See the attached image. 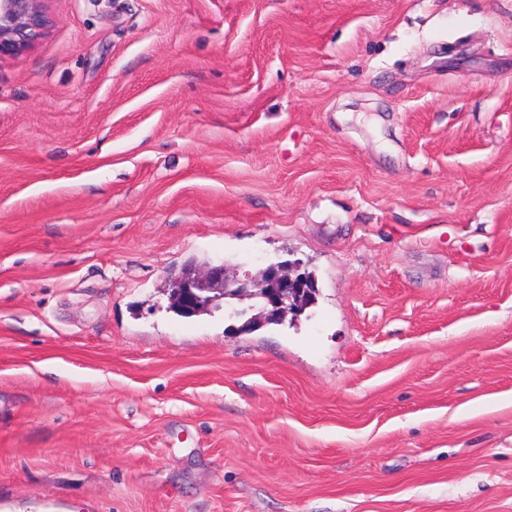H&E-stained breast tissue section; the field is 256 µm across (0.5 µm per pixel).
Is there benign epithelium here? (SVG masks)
Instances as JSON below:
<instances>
[{
	"instance_id": "1",
	"label": "benign epithelium",
	"mask_w": 512,
	"mask_h": 512,
	"mask_svg": "<svg viewBox=\"0 0 512 512\" xmlns=\"http://www.w3.org/2000/svg\"><path fill=\"white\" fill-rule=\"evenodd\" d=\"M44 0H0V59L18 55L32 47L45 33L49 19ZM175 300L185 311L195 314L226 295L250 296L262 304L261 318L283 321L293 309L310 297L312 282L303 273L284 263L269 265L257 278L236 279L223 264L202 270L188 268L171 280Z\"/></svg>"
}]
</instances>
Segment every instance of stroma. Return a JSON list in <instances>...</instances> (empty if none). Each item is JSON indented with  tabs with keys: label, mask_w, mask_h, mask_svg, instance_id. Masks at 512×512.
<instances>
[{
	"label": "stroma",
	"mask_w": 512,
	"mask_h": 512,
	"mask_svg": "<svg viewBox=\"0 0 512 512\" xmlns=\"http://www.w3.org/2000/svg\"><path fill=\"white\" fill-rule=\"evenodd\" d=\"M0 59V512H512V0H45ZM298 262L237 328L168 284ZM171 286L175 300L192 314L226 299L225 293L227 297L260 299L264 324L271 317L282 322L291 310L308 301L309 287H313L305 273H298L284 263L271 264L259 277L247 279L230 278L224 263L206 266L202 270L188 268L171 280Z\"/></svg>",
	"instance_id": "obj_1"
}]
</instances>
